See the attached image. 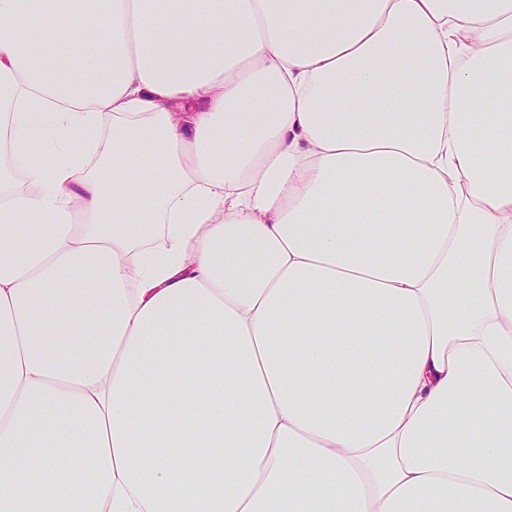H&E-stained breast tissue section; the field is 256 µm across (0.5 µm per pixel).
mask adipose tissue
<instances>
[{
	"instance_id": "ef3b65f1",
	"label": "adipose tissue",
	"mask_w": 512,
	"mask_h": 512,
	"mask_svg": "<svg viewBox=\"0 0 512 512\" xmlns=\"http://www.w3.org/2000/svg\"><path fill=\"white\" fill-rule=\"evenodd\" d=\"M0 512H512V0H0Z\"/></svg>"
}]
</instances>
